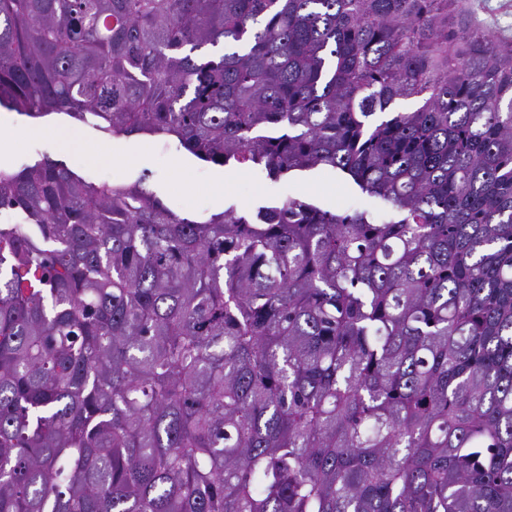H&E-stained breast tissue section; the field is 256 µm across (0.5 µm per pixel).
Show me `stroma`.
Listing matches in <instances>:
<instances>
[{
	"instance_id": "1",
	"label": "stroma",
	"mask_w": 512,
	"mask_h": 512,
	"mask_svg": "<svg viewBox=\"0 0 512 512\" xmlns=\"http://www.w3.org/2000/svg\"><path fill=\"white\" fill-rule=\"evenodd\" d=\"M458 4L475 25L512 43V0H458ZM0 123L21 130L0 165L18 168L46 154L94 181L130 184L146 172L153 191L182 215L219 213L229 207L248 214L287 197L328 209L366 211L377 219L386 212L380 200L360 194L327 168L297 172L275 182L251 167L203 162L162 137L116 138L63 113L31 119L1 109Z\"/></svg>"
}]
</instances>
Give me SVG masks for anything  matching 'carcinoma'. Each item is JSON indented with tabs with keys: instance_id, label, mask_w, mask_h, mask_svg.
Instances as JSON below:
<instances>
[{
	"instance_id": "carcinoma-1",
	"label": "carcinoma",
	"mask_w": 512,
	"mask_h": 512,
	"mask_svg": "<svg viewBox=\"0 0 512 512\" xmlns=\"http://www.w3.org/2000/svg\"><path fill=\"white\" fill-rule=\"evenodd\" d=\"M454 2L0 0V109L393 214L1 167L0 512H512V45Z\"/></svg>"
}]
</instances>
